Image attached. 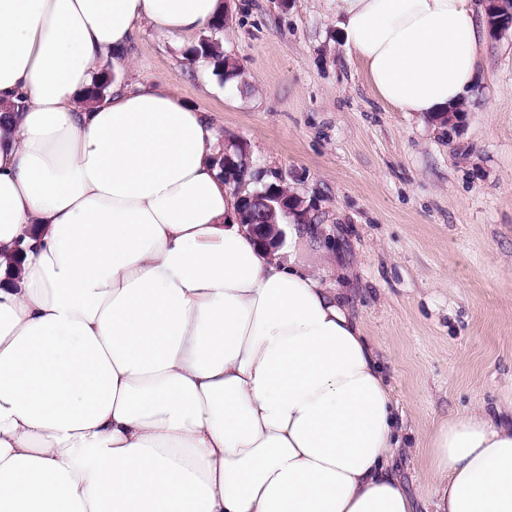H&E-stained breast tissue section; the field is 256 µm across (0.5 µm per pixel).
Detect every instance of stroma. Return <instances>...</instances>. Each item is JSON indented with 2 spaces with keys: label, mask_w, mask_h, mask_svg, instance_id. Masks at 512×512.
I'll use <instances>...</instances> for the list:
<instances>
[{
  "label": "stroma",
  "mask_w": 512,
  "mask_h": 512,
  "mask_svg": "<svg viewBox=\"0 0 512 512\" xmlns=\"http://www.w3.org/2000/svg\"><path fill=\"white\" fill-rule=\"evenodd\" d=\"M219 38L226 83L144 22L114 72L170 84L316 209L332 251L295 255L379 346L404 418L395 473L430 512L431 428L512 405V34L487 38L453 134L378 99L328 0H229Z\"/></svg>",
  "instance_id": "obj_1"
}]
</instances>
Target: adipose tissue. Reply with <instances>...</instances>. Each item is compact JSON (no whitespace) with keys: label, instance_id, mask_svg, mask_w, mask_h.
Here are the masks:
<instances>
[{"label":"adipose tissue","instance_id":"adipose-tissue-1","mask_svg":"<svg viewBox=\"0 0 512 512\" xmlns=\"http://www.w3.org/2000/svg\"><path fill=\"white\" fill-rule=\"evenodd\" d=\"M376 96L431 119L482 82L480 0H330ZM220 0H0V512H414L379 348L239 222L205 113L86 93L140 22ZM432 512H512V423L429 436Z\"/></svg>","mask_w":512,"mask_h":512}]
</instances>
